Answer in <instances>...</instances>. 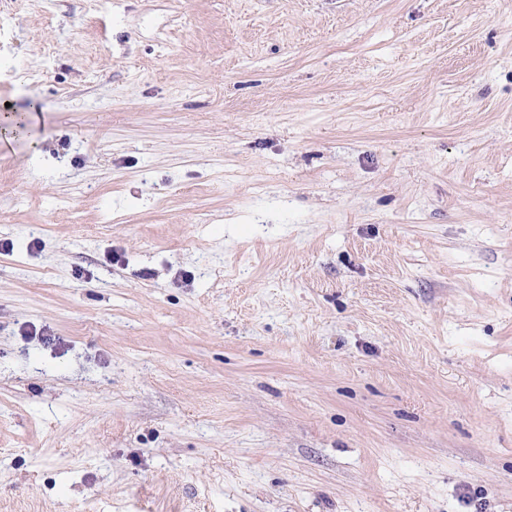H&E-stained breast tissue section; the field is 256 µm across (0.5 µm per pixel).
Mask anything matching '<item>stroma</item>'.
I'll return each instance as SVG.
<instances>
[{
	"mask_svg": "<svg viewBox=\"0 0 512 512\" xmlns=\"http://www.w3.org/2000/svg\"><path fill=\"white\" fill-rule=\"evenodd\" d=\"M0 512H512V0H0Z\"/></svg>",
	"mask_w": 512,
	"mask_h": 512,
	"instance_id": "1",
	"label": "stroma"
}]
</instances>
